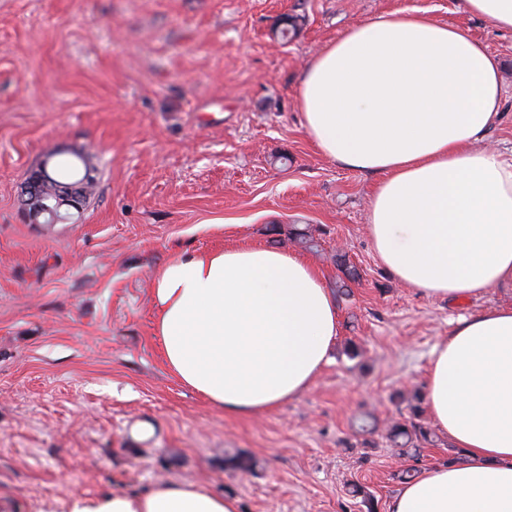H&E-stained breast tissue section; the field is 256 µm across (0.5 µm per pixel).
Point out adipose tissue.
I'll return each mask as SVG.
<instances>
[{
  "label": "adipose tissue",
  "mask_w": 512,
  "mask_h": 512,
  "mask_svg": "<svg viewBox=\"0 0 512 512\" xmlns=\"http://www.w3.org/2000/svg\"><path fill=\"white\" fill-rule=\"evenodd\" d=\"M499 63L461 29L400 9L351 25L298 85L316 150L379 175L367 233L385 270L427 297L512 292V157L480 143L500 115ZM154 334L169 371L230 416L314 384L339 329L333 293L299 254L237 244L154 274ZM425 399L461 456L423 469L388 512H512V307L459 316L434 347ZM69 512H239L204 485L74 501Z\"/></svg>",
  "instance_id": "ef3b65f1"
}]
</instances>
